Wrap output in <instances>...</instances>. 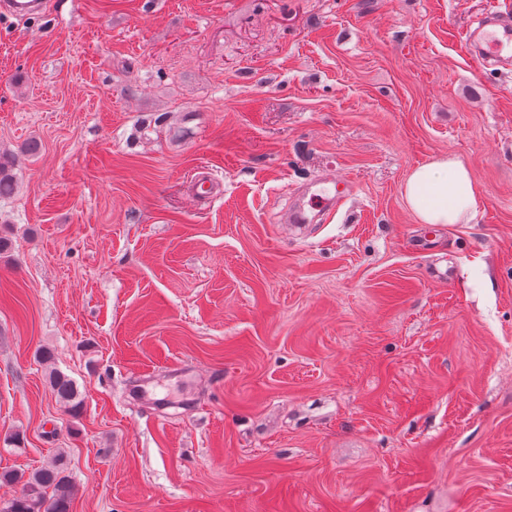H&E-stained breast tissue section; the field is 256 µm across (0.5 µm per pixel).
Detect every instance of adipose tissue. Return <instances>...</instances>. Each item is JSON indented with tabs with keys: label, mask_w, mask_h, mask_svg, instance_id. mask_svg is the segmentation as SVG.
<instances>
[{
	"label": "adipose tissue",
	"mask_w": 512,
	"mask_h": 512,
	"mask_svg": "<svg viewBox=\"0 0 512 512\" xmlns=\"http://www.w3.org/2000/svg\"><path fill=\"white\" fill-rule=\"evenodd\" d=\"M401 195L418 223L437 226L470 223L483 192L460 159L444 154L414 167Z\"/></svg>",
	"instance_id": "1"
}]
</instances>
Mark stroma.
Instances as JSON below:
<instances>
[{
  "mask_svg": "<svg viewBox=\"0 0 512 512\" xmlns=\"http://www.w3.org/2000/svg\"><path fill=\"white\" fill-rule=\"evenodd\" d=\"M488 4L0 16V473L64 454L72 512H512V67L463 42ZM448 152L483 202L431 228L401 185ZM325 176L353 194L292 230ZM54 355L48 349L40 352V361L43 365L50 366L53 363ZM50 385L56 398L64 403L68 412L77 415L83 408V400L71 378L51 367L49 373Z\"/></svg>",
  "mask_w": 512,
  "mask_h": 512,
  "instance_id": "obj_1",
  "label": "stroma"
}]
</instances>
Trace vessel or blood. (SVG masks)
Wrapping results in <instances>:
<instances>
[{"mask_svg":"<svg viewBox=\"0 0 512 512\" xmlns=\"http://www.w3.org/2000/svg\"><path fill=\"white\" fill-rule=\"evenodd\" d=\"M43 0H0V12L28 17L40 12ZM465 47L471 58L483 68L498 64L512 65V15L488 8L465 32ZM352 189L350 182H338L313 193L308 209L291 213L293 223L304 224L309 211L326 212L340 205Z\"/></svg>","mask_w":512,"mask_h":512,"instance_id":"1","label":"vessel or blood"}]
</instances>
